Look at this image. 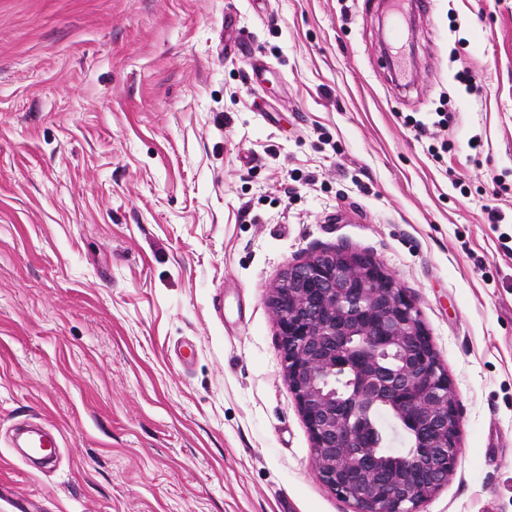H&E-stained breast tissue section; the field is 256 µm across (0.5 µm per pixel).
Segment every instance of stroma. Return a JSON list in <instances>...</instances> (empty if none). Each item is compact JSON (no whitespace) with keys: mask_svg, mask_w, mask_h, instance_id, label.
Masks as SVG:
<instances>
[{"mask_svg":"<svg viewBox=\"0 0 512 512\" xmlns=\"http://www.w3.org/2000/svg\"><path fill=\"white\" fill-rule=\"evenodd\" d=\"M391 27L384 0H0V512H354L268 303L336 249L414 300L456 392L421 512H512V0Z\"/></svg>","mask_w":512,"mask_h":512,"instance_id":"obj_1","label":"stroma"}]
</instances>
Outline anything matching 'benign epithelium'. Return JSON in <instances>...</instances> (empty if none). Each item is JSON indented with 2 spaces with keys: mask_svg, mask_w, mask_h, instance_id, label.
I'll use <instances>...</instances> for the list:
<instances>
[{
  "mask_svg": "<svg viewBox=\"0 0 512 512\" xmlns=\"http://www.w3.org/2000/svg\"><path fill=\"white\" fill-rule=\"evenodd\" d=\"M269 302L324 483L355 512H419L455 467L458 419L414 302L379 264L348 250L288 266ZM376 408L413 447H384L364 415Z\"/></svg>",
  "mask_w": 512,
  "mask_h": 512,
  "instance_id": "obj_1",
  "label": "benign epithelium"
}]
</instances>
